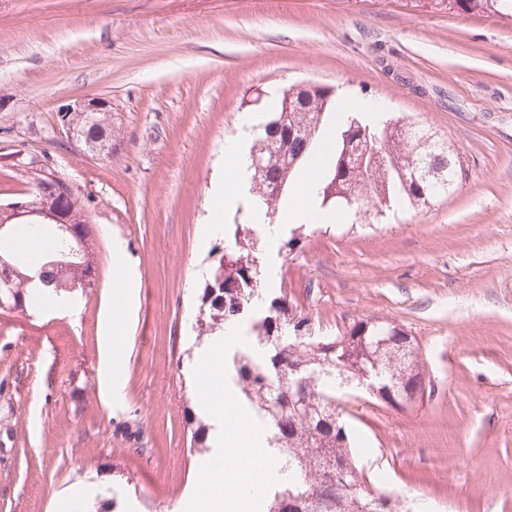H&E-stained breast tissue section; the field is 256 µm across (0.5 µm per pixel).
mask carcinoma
Here are the masks:
<instances>
[{
  "mask_svg": "<svg viewBox=\"0 0 512 512\" xmlns=\"http://www.w3.org/2000/svg\"><path fill=\"white\" fill-rule=\"evenodd\" d=\"M463 10L491 8L512 15V0H460ZM288 94L277 97L267 120L252 137L249 151L271 148L288 160L255 181L248 175L250 193L275 213L282 196L300 170L324 147L322 138L331 119L340 115L336 100L314 86L307 103L284 113ZM85 142L114 150L119 130L108 113L89 124L71 118ZM396 120L366 121L361 113H348L336 125L329 145V159L318 181L321 206L345 209L356 223L387 214L394 205L427 207L453 194L461 168L448 169V153L429 139L430 130L416 126L405 132L392 128ZM362 135L377 140L378 158L371 167L346 172V140ZM356 193L342 196L346 181ZM15 222L0 230V281L9 283L13 306L0 308L1 316L25 314L44 304L32 290L34 279L51 275L56 291L92 288L96 281V248L89 221H77L60 230L57 224L31 225L25 233L38 240L36 253L29 251L24 236L14 233ZM260 256L253 229L237 224L233 247L212 256L209 278L200 295L196 319L197 337L224 331L226 321L241 315L260 286ZM251 344L262 351L233 356V381L237 400L257 413L270 447L278 449L288 484L264 495L259 512H308L309 500L317 495L321 512H397L396 504L379 492L372 508L370 489L356 466L351 443L336 413V388L359 384L358 373H368L377 388L373 395L383 406L399 411L407 399L425 389L419 345L394 321L375 317L355 320L341 336H315L310 318L282 294L271 300L266 311L251 324ZM191 442L201 455L209 452L210 424L206 417L190 415Z\"/></svg>",
  "mask_w": 512,
  "mask_h": 512,
  "instance_id": "cac0c4a2",
  "label": "carcinoma"
}]
</instances>
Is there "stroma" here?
Here are the masks:
<instances>
[{
	"instance_id": "1",
	"label": "stroma",
	"mask_w": 512,
	"mask_h": 512,
	"mask_svg": "<svg viewBox=\"0 0 512 512\" xmlns=\"http://www.w3.org/2000/svg\"><path fill=\"white\" fill-rule=\"evenodd\" d=\"M448 0H0V155L66 181L95 234L97 280L76 305L0 317V512H194L212 457L191 446L199 359H231L192 323L209 255L201 241L230 173L242 101L292 83L379 102L455 151L448 198L383 223L253 227L262 281L318 336L385 317L421 346L434 393L403 411L361 389L336 402L359 470L400 512H512V16ZM112 104V159L53 134L76 98ZM294 250L285 243L292 234ZM137 264L116 325L121 402L102 372L113 241ZM26 432H19L18 421Z\"/></svg>"
}]
</instances>
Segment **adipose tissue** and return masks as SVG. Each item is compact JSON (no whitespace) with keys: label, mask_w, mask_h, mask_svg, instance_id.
Segmentation results:
<instances>
[{"label":"adipose tissue","mask_w":512,"mask_h":512,"mask_svg":"<svg viewBox=\"0 0 512 512\" xmlns=\"http://www.w3.org/2000/svg\"><path fill=\"white\" fill-rule=\"evenodd\" d=\"M224 155L233 164V174L215 192L218 204L212 220L203 225L202 238H210L223 229L221 218L225 210L249 201V186L244 174L246 154L239 142L224 146ZM281 224H332L333 213L317 204V174L308 170L299 180L288 204L277 217ZM216 415L227 426L221 443L228 465L215 474L212 489L201 492L195 499V512H249L250 494L265 492L285 478L281 465L271 449L265 446V432L256 428L232 426L234 411L230 405L217 407Z\"/></svg>","instance_id":"1"}]
</instances>
